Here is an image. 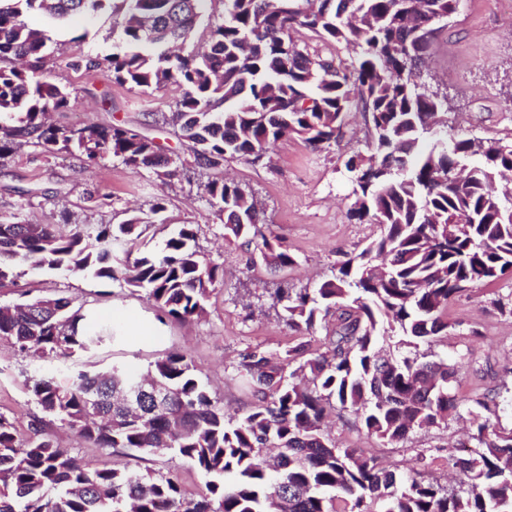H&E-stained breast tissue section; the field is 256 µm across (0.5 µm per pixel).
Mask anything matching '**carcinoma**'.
I'll return each mask as SVG.
<instances>
[{
	"label": "carcinoma",
	"instance_id": "cac0c4a2",
	"mask_svg": "<svg viewBox=\"0 0 512 512\" xmlns=\"http://www.w3.org/2000/svg\"><path fill=\"white\" fill-rule=\"evenodd\" d=\"M205 0H10L0 4V160L20 145L85 155L92 166L112 157L160 177L209 172L205 190L224 223V239L251 248L262 240L274 265L294 264L265 235L255 195L223 176L224 164L254 165L267 146L298 137L314 150L343 136L344 117L359 108L371 137L368 156L345 163L353 174L351 219L383 228L360 253L345 254L337 273L314 288L286 280L266 289L269 307L289 327L312 332L331 324L326 351L307 341L282 353L247 351L236 377L251 410L224 417L192 363L180 353L137 374L121 363L104 371L71 370V383L33 379L43 417L22 440L0 414V512H512V429L498 431L475 400L474 454L448 464L452 488L420 471L383 468L322 432L324 411L351 412L368 434L397 443L447 421L458 407L456 369L433 360L436 338H448V300L475 283L512 270V144L448 139L446 99L417 81L457 0H225L224 22L207 43L171 54L190 40ZM58 19L112 9V78L121 84L183 88L165 123L189 144L192 161L159 153L134 129L51 125L66 87L46 68L48 38L21 20L22 9ZM359 50L352 69L301 50L292 31ZM166 196L149 217L65 230L57 224L0 222V284L14 269L90 273L142 289L174 320L206 312L224 269L206 261L198 225L172 231L159 251L133 249L155 224L167 223ZM124 244L114 267L112 248ZM0 339L39 360L76 362L116 339L112 323H88L63 297L0 305ZM426 349H420V346ZM408 351H402V348ZM145 381L169 399L144 397L139 410L121 399ZM97 400L89 413L86 401ZM48 417L104 450L153 454L172 450L204 476L205 491L184 497L172 475L91 468L55 444ZM379 502L376 511L371 504Z\"/></svg>",
	"mask_w": 512,
	"mask_h": 512
}]
</instances>
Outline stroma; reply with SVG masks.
I'll list each match as a JSON object with an SVG mask.
<instances>
[{
    "label": "stroma",
    "mask_w": 512,
    "mask_h": 512,
    "mask_svg": "<svg viewBox=\"0 0 512 512\" xmlns=\"http://www.w3.org/2000/svg\"><path fill=\"white\" fill-rule=\"evenodd\" d=\"M23 19L49 37L55 51L51 76L70 91L66 108L51 113L50 122L75 128L119 123L153 139L168 156H188L186 143L162 121L181 98V88L144 91L115 82L103 64L94 70L74 68V60L111 55L110 11L61 20L29 12ZM420 80L447 97L449 137L512 141V8L505 0H459L455 16L434 41ZM357 152L369 154L370 147L363 114L354 109L346 116L342 138L330 149L315 150L288 137L269 146L263 165H226L225 175L251 187L264 203L269 240L295 258L293 266L275 271L259 250L245 251L225 241L224 225L197 183L166 184L153 170L136 173L116 159L91 168L76 152L56 155L21 147L0 161V217L29 224H116L124 212L146 208L154 196L164 195L171 225H199L205 257L223 267L224 280L216 284L205 314L188 322L158 320L145 292L63 268L19 267L14 280L0 288V304L20 301L27 292L65 297L83 312L112 317L121 324L123 339L82 357L84 368L99 370L125 360L143 371L166 353L178 351L191 360L226 416H244L251 399L234 377L242 355L258 345L277 351L298 339L274 310L257 307L258 295L284 278L299 287L315 286L332 274L343 254L359 253L381 234L379 225L348 217L353 185L345 163ZM510 303L511 272L472 285L449 301L448 339L434 348L437 357L458 366L460 404L447 422L391 445L369 435L351 413L335 411L327 420L329 436L340 447L359 449L406 472L422 468L419 455L425 449H448L467 441L472 426L468 410L474 400L491 398L490 420L511 429L512 315L500 311ZM38 367L0 340V414L13 417L22 434L36 411L28 385ZM47 430L90 467L169 471L178 475L190 497L205 486L197 468L175 452L141 455L117 449L106 454L59 424Z\"/></svg>",
    "instance_id": "1"
}]
</instances>
